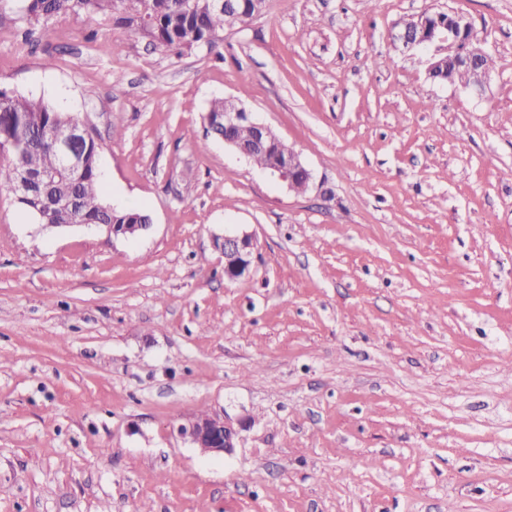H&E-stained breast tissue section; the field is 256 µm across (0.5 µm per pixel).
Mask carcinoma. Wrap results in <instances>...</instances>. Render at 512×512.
Instances as JSON below:
<instances>
[{"instance_id":"carcinoma-1","label":"carcinoma","mask_w":512,"mask_h":512,"mask_svg":"<svg viewBox=\"0 0 512 512\" xmlns=\"http://www.w3.org/2000/svg\"><path fill=\"white\" fill-rule=\"evenodd\" d=\"M17 11L35 27L41 21L70 13L109 15L119 13L117 23L142 33L160 46L179 52L201 45L218 47L219 33L248 23L253 15H262L268 0H236L228 11L217 12L207 0H15ZM471 80L468 70L458 64L441 60L434 72V83L466 85ZM71 118L41 100L0 91V127L10 141H0V183L12 184L17 168L32 176L58 170V158L47 133L69 125ZM100 143L92 136L81 145L82 173L75 177L58 174L51 194L74 200L75 209L46 212L51 224H116L133 229L147 224L149 214L143 209H120L104 200L99 180ZM288 153L281 141L269 151L251 156L253 164L267 169L276 166Z\"/></svg>"}]
</instances>
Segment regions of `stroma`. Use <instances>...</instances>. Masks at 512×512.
Masks as SVG:
<instances>
[{
	"label": "stroma",
	"instance_id": "35a3bbf8",
	"mask_svg": "<svg viewBox=\"0 0 512 512\" xmlns=\"http://www.w3.org/2000/svg\"><path fill=\"white\" fill-rule=\"evenodd\" d=\"M448 11L496 59L483 98L427 79L446 44L391 40ZM23 30L0 89L89 125L153 228L46 229L0 184V512H512V0H269L216 52ZM215 98L309 189L207 140ZM213 411L247 422L220 457L177 431ZM224 278L233 282L249 277L254 269V241L244 231H225L222 237Z\"/></svg>",
	"mask_w": 512,
	"mask_h": 512
}]
</instances>
